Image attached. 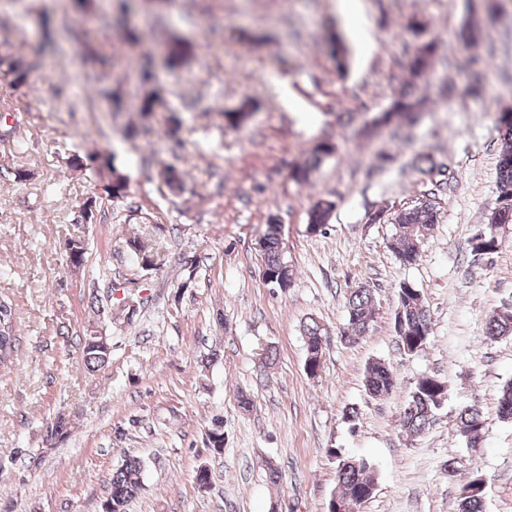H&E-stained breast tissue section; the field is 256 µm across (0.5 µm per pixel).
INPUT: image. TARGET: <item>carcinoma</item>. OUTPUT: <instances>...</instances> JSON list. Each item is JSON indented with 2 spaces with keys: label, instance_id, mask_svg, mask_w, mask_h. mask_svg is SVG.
Instances as JSON below:
<instances>
[{
  "label": "carcinoma",
  "instance_id": "cac0c4a2",
  "mask_svg": "<svg viewBox=\"0 0 512 512\" xmlns=\"http://www.w3.org/2000/svg\"><path fill=\"white\" fill-rule=\"evenodd\" d=\"M61 33L49 32L45 44L33 51L32 60L25 64L0 58V67H5L3 75L9 78L11 86L17 90L29 85L30 72L41 63V54L45 47L57 45L62 47ZM482 37L479 24L469 21L460 32V40L466 47L478 42ZM437 42L432 40L415 48L408 64V89L400 91L389 106L373 118L365 129L368 138H374L386 128H400L405 121H412L425 112L427 99L416 92L419 85L428 82L433 68V60L437 52ZM329 50L337 69L347 66V50L337 35L329 38ZM195 54L194 45L180 37L167 44L166 63L169 68L177 69L189 63ZM164 104L161 91L152 89L143 93L139 112L148 116L159 110ZM251 115V103L243 101L234 112L224 113L225 121L234 126H241ZM500 130V150L497 164V195L494 208L487 217V223L499 227L512 224V112L502 111L497 117ZM336 150V145L328 141L318 142L310 151L302 164L294 167L293 180L306 183L321 163ZM72 165L92 174L101 173L107 167L111 176L101 182V193L89 196L75 205V210L82 213L91 208L101 211L103 202L123 198L126 183L123 176L112 169L109 158L101 153L90 154L82 159H73ZM413 167L428 180L433 189L425 193L416 203L393 215L392 221L397 226V236L389 247L403 265L416 263L421 255L422 246L428 231L438 223L439 212L436 206L435 189H443L448 179L442 175V166L432 156L420 153L413 159ZM165 184L169 189H181L184 184L185 172L180 168L168 165L162 171ZM336 209V203L321 199L315 203L310 214L309 224L312 230L326 226ZM280 224L270 220L267 230L262 236L259 249L263 260V280L274 288L289 287L292 281V269L282 253ZM67 260L74 267L85 262V242L81 239L68 238L65 241ZM347 320L343 334L349 339L364 335L377 314L374 291L366 286L353 288L346 298ZM431 328L430 310L419 289L408 282L399 284L396 290V307L393 314V329L399 349L405 354H413L427 344ZM17 317L12 306L0 301V364L12 362L17 352ZM91 329L83 332L79 349L82 362L89 373L104 369L112 360V351L96 344L90 335ZM306 337V371L315 376L321 367L322 328L313 318L303 324ZM486 339L496 341L512 336V309H504L489 318L486 324ZM364 384L368 394L381 398L392 393L395 377L390 365L381 360L368 364ZM445 387L440 378L428 375L419 378L405 401L401 427L405 434L415 436L430 424L435 411L443 401ZM497 413L503 419L512 420V380L506 382L500 391L497 401ZM484 426V412L477 404L463 407L458 414V432L472 448L479 447L481 431ZM70 434L69 423L63 416L54 418L44 426V438L60 441ZM207 447L214 454L224 453V421L216 417L212 419L206 432ZM331 456L337 461L338 482L340 492L338 498L346 503L358 502L372 497V488L376 486L375 468L367 459H347L341 453L330 449ZM142 461L136 457H128L112 472L110 492L101 504V512H127L129 502L141 488L140 476ZM459 512H484L483 494L469 495L459 502Z\"/></svg>",
  "mask_w": 512,
  "mask_h": 512
}]
</instances>
